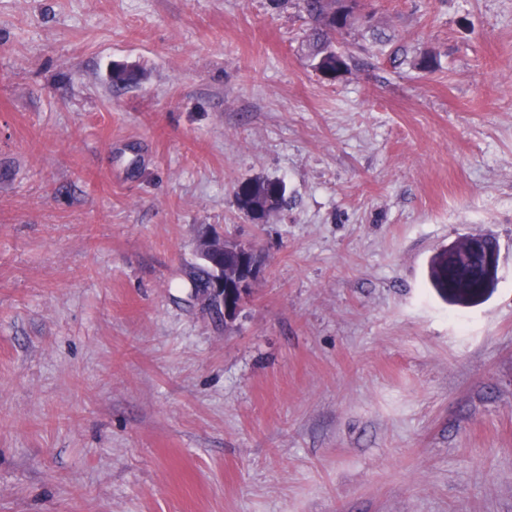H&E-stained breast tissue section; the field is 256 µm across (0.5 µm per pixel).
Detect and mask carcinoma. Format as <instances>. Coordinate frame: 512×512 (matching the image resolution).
Wrapping results in <instances>:
<instances>
[{"label":"carcinoma","instance_id":"cac0c4a2","mask_svg":"<svg viewBox=\"0 0 512 512\" xmlns=\"http://www.w3.org/2000/svg\"><path fill=\"white\" fill-rule=\"evenodd\" d=\"M309 27L304 42L315 70L325 78L337 80L349 72L350 56L336 46V36L350 29L355 23L357 0H301ZM237 206L251 219L258 216L249 205L265 208L275 213L288 206L286 187L280 180L251 178L241 182L236 191ZM429 282L445 300L457 304H473L484 293L474 288L467 274H462L457 287L448 288V249L433 255L428 266Z\"/></svg>","mask_w":512,"mask_h":512}]
</instances>
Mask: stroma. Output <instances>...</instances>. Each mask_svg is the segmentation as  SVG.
<instances>
[{"mask_svg": "<svg viewBox=\"0 0 512 512\" xmlns=\"http://www.w3.org/2000/svg\"><path fill=\"white\" fill-rule=\"evenodd\" d=\"M357 14L328 82L297 0H0V512H512V0ZM207 226L263 259L231 322ZM243 198L251 205L265 208L269 213H275L288 205L286 187L279 180L251 178L238 185L237 206L252 220H257L259 217L253 209L243 204ZM468 250L461 254L448 256V248L442 249L433 255L428 266L429 282L444 300L450 299L457 304H473L478 302L492 288L500 274V252L497 243L487 235H473ZM448 263L452 272L456 270H469L473 268L483 275L481 284L477 286L483 292L473 288L474 284L467 272L457 281V287L448 290Z\"/></svg>", "mask_w": 512, "mask_h": 512, "instance_id": "obj_1", "label": "stroma"}]
</instances>
